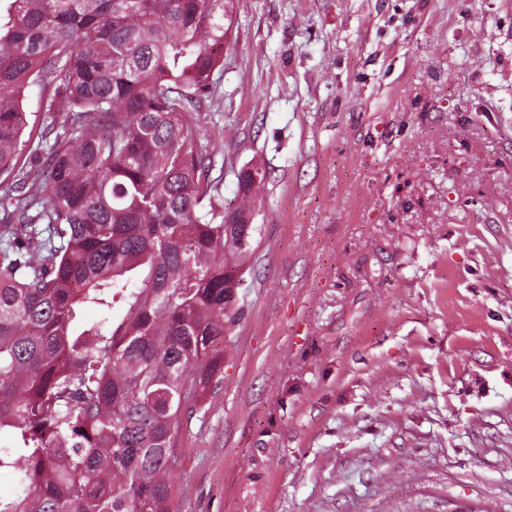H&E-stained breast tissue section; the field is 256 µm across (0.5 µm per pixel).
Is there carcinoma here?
I'll return each instance as SVG.
<instances>
[{
    "label": "carcinoma",
    "instance_id": "carcinoma-1",
    "mask_svg": "<svg viewBox=\"0 0 512 512\" xmlns=\"http://www.w3.org/2000/svg\"><path fill=\"white\" fill-rule=\"evenodd\" d=\"M7 2L0 512H172L181 421L224 378L261 231L265 170L242 167L224 203L193 117L235 0ZM33 86L48 122L29 132Z\"/></svg>",
    "mask_w": 512,
    "mask_h": 512
}]
</instances>
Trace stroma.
Segmentation results:
<instances>
[{"instance_id": "1", "label": "stroma", "mask_w": 512, "mask_h": 512, "mask_svg": "<svg viewBox=\"0 0 512 512\" xmlns=\"http://www.w3.org/2000/svg\"><path fill=\"white\" fill-rule=\"evenodd\" d=\"M195 118L268 178L176 512H512V0H237Z\"/></svg>"}]
</instances>
